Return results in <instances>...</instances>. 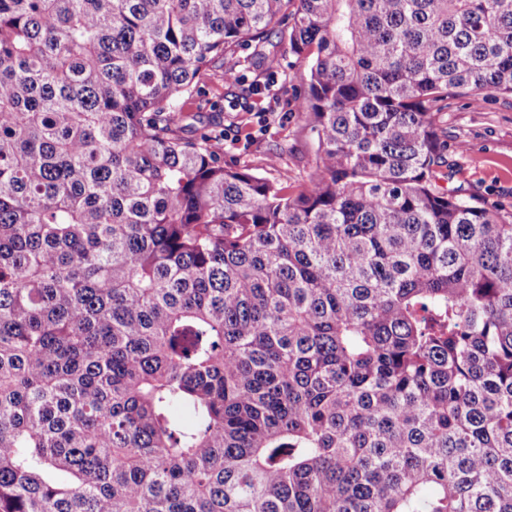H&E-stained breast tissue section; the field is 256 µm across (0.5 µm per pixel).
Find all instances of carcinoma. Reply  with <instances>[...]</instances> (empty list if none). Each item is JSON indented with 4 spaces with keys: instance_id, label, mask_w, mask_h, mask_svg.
<instances>
[{
    "instance_id": "1",
    "label": "carcinoma",
    "mask_w": 512,
    "mask_h": 512,
    "mask_svg": "<svg viewBox=\"0 0 512 512\" xmlns=\"http://www.w3.org/2000/svg\"><path fill=\"white\" fill-rule=\"evenodd\" d=\"M274 32L297 192L181 112ZM493 94L512 0H0V512H512V220L441 125Z\"/></svg>"
}]
</instances>
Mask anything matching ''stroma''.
Masks as SVG:
<instances>
[{
    "instance_id": "1",
    "label": "stroma",
    "mask_w": 512,
    "mask_h": 512,
    "mask_svg": "<svg viewBox=\"0 0 512 512\" xmlns=\"http://www.w3.org/2000/svg\"><path fill=\"white\" fill-rule=\"evenodd\" d=\"M288 80H276L270 90L248 94L220 74L204 75L200 95L185 107L187 115H202L208 127L224 133V161L248 162L254 172L268 175L266 160L282 158L293 187L309 186L316 142L296 110L306 90V63L284 53ZM448 140L464 144L454 185H461L512 213V97L497 96L476 106L468 97L451 99L444 114Z\"/></svg>"
}]
</instances>
